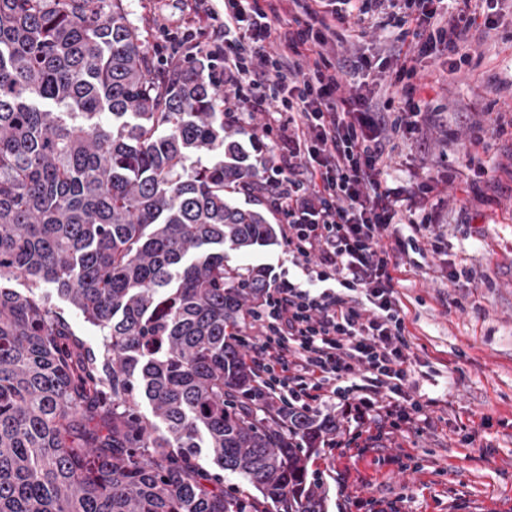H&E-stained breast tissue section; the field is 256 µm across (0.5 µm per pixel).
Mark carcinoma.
Masks as SVG:
<instances>
[{
  "instance_id": "obj_1",
  "label": "carcinoma",
  "mask_w": 512,
  "mask_h": 512,
  "mask_svg": "<svg viewBox=\"0 0 512 512\" xmlns=\"http://www.w3.org/2000/svg\"><path fill=\"white\" fill-rule=\"evenodd\" d=\"M221 99L156 64L124 0H0V512H324L307 464L336 420L242 411L268 274L229 253L280 229L236 202L261 185ZM34 290L35 293L46 299L49 304L61 311L75 335L83 340L88 349L97 351L101 336L96 327L85 321L79 312L60 300L52 285L42 284L41 288H35Z\"/></svg>"
}]
</instances>
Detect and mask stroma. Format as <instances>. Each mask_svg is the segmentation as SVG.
Masks as SVG:
<instances>
[{
    "label": "stroma",
    "mask_w": 512,
    "mask_h": 512,
    "mask_svg": "<svg viewBox=\"0 0 512 512\" xmlns=\"http://www.w3.org/2000/svg\"><path fill=\"white\" fill-rule=\"evenodd\" d=\"M130 22L147 46L158 26L182 32L184 0H125ZM499 32L473 38L471 63L448 72L447 56L415 58L419 95L440 113L423 134L399 140L382 176L387 187L431 177L439 182L437 252H407L416 275L400 293L411 333L409 387L435 398L430 424L384 438L381 447L322 448L314 473L326 512H372L375 502L404 499V512H512V137L490 138L482 159L485 203L461 223L470 123L486 109L512 115V9ZM456 140H449V132ZM454 183H444L448 169ZM423 471H400L405 456Z\"/></svg>",
    "instance_id": "1"
}]
</instances>
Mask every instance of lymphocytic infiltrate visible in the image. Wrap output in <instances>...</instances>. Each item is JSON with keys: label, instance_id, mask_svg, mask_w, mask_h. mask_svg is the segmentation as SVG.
Returning a JSON list of instances; mask_svg holds the SVG:
<instances>
[{"label": "lymphocytic infiltrate", "instance_id": "f902f5d3", "mask_svg": "<svg viewBox=\"0 0 512 512\" xmlns=\"http://www.w3.org/2000/svg\"><path fill=\"white\" fill-rule=\"evenodd\" d=\"M441 2L224 0L219 12L191 0L186 21L208 32L206 44L190 50L167 32L155 46L163 62L200 59L216 88L232 85L224 103L234 122L267 116L265 189L299 274L272 281L249 309L244 356L265 406L313 414L341 405L348 427L328 448H367L430 421L433 399L406 390L411 342L398 287L411 273L405 250L437 249L428 235L436 217L422 210L433 187L386 188L380 176L397 139L422 131L433 110L416 99V70L405 61L384 87L346 92L343 76L374 69L367 56H338L336 41L344 31L364 37L368 22L396 28L419 51L443 46L456 73L469 60L471 29H496L501 0H455L446 17ZM403 223L406 239L393 230Z\"/></svg>", "mask_w": 512, "mask_h": 512}]
</instances>
